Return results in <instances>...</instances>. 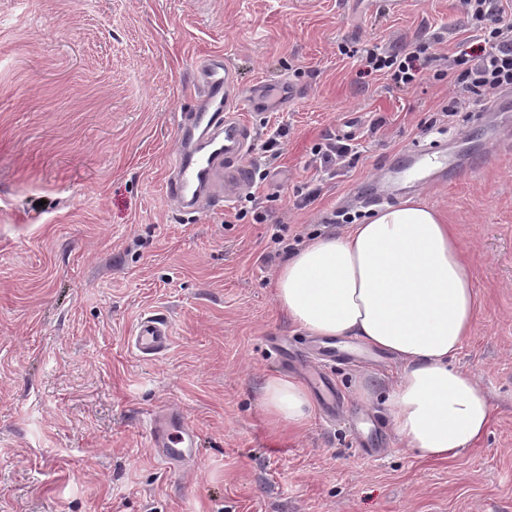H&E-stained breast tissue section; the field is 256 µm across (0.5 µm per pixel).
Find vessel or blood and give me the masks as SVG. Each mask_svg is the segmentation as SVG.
<instances>
[{"label":"vessel or blood","mask_w":512,"mask_h":512,"mask_svg":"<svg viewBox=\"0 0 512 512\" xmlns=\"http://www.w3.org/2000/svg\"><path fill=\"white\" fill-rule=\"evenodd\" d=\"M196 85L206 104L190 114L181 135V146L170 161L172 177L168 195L188 213L195 212L200 200L215 186H223L225 202H233L240 189L249 184L245 158L251 147V132L236 112V105L250 110L269 111L282 107L296 92L290 84H282L277 93L266 85H256L247 96L236 92L231 71L219 56H211L197 72ZM444 172L448 155L442 151L409 150L402 157L403 173L414 168ZM170 341L168 326L148 317L141 321L132 339L134 349L144 357H155L166 351ZM154 447L163 449L166 463L175 464L191 453L193 434L184 430L180 440H173L165 418L151 420Z\"/></svg>","instance_id":"obj_1"}]
</instances>
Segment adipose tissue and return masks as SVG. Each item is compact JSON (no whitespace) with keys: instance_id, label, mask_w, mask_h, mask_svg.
<instances>
[{"instance_id":"ef3b65f1","label":"adipose tissue","mask_w":512,"mask_h":512,"mask_svg":"<svg viewBox=\"0 0 512 512\" xmlns=\"http://www.w3.org/2000/svg\"><path fill=\"white\" fill-rule=\"evenodd\" d=\"M275 297L309 334L354 338L400 363L386 406L406 447L444 460L483 438L489 399L449 365L477 320L474 275L439 212L410 198L346 234L314 239L279 268ZM263 403L276 425H303L311 410L291 378H268Z\"/></svg>"}]
</instances>
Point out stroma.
<instances>
[{"label": "stroma", "instance_id": "stroma-1", "mask_svg": "<svg viewBox=\"0 0 512 512\" xmlns=\"http://www.w3.org/2000/svg\"><path fill=\"white\" fill-rule=\"evenodd\" d=\"M478 33L458 0H0V512H512V112L473 98L446 117L460 91L440 77ZM418 41L430 61L416 86L360 76L365 47ZM212 55L240 94L298 93L242 115L248 164L268 178L185 214L165 191L169 160ZM334 134L359 157L331 177L313 148ZM436 141L453 179L395 195L453 224L474 269L478 316L452 364L485 389L487 433L420 458L385 406L399 366L366 349L323 369L334 416L314 389L303 427H272L267 378L307 383L320 345L278 309L279 267L346 232L332 211L370 219V178ZM314 185L318 203L297 209ZM148 316L171 331L155 358L128 343ZM155 414L199 437L171 468L151 445Z\"/></svg>", "mask_w": 512, "mask_h": 512}]
</instances>
